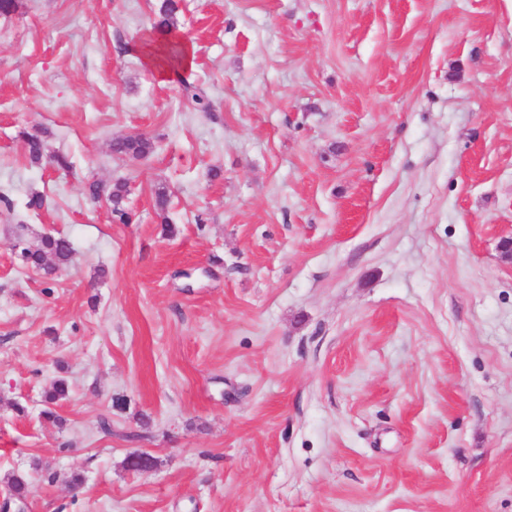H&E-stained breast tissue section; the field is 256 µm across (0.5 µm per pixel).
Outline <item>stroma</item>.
<instances>
[{
  "instance_id": "obj_1",
  "label": "stroma",
  "mask_w": 512,
  "mask_h": 512,
  "mask_svg": "<svg viewBox=\"0 0 512 512\" xmlns=\"http://www.w3.org/2000/svg\"><path fill=\"white\" fill-rule=\"evenodd\" d=\"M179 3L0 15V512H512V0ZM179 6L175 0H164L160 7V19L147 31L145 40L147 43L160 41L167 53V60L170 70L179 75L178 69L185 61L186 43L182 36L176 31L172 23L173 15L178 11ZM192 52L189 49L185 69L191 66ZM114 155L129 161L138 160L153 151V142L139 134H131L112 141ZM72 251L67 237L45 235L36 249L22 248L21 256L26 264L51 274L70 262ZM68 395V385L65 380L59 379L52 383L51 388L45 392L46 409L42 411V417L45 420L62 423L57 415L54 406L58 401L63 400Z\"/></svg>"
}]
</instances>
